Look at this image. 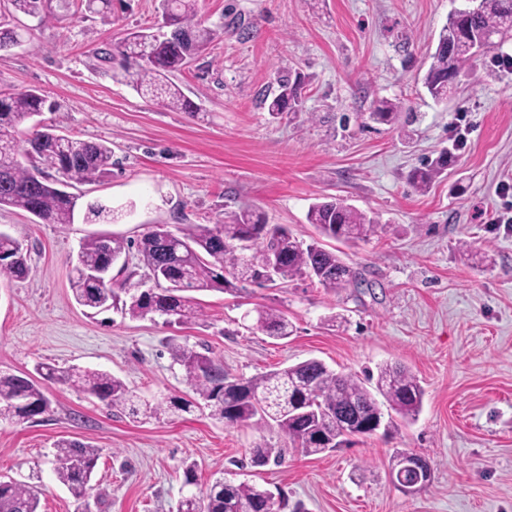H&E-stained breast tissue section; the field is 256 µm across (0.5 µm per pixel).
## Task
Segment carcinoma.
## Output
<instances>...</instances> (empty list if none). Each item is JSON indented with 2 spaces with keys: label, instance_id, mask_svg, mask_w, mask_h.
Returning <instances> with one entry per match:
<instances>
[{
  "label": "carcinoma",
  "instance_id": "1",
  "mask_svg": "<svg viewBox=\"0 0 512 512\" xmlns=\"http://www.w3.org/2000/svg\"><path fill=\"white\" fill-rule=\"evenodd\" d=\"M16 12L36 15L44 0H9ZM76 7L83 14L104 15L112 10V0H63L66 10ZM161 10L169 14L171 30L155 33L139 29L112 44L109 59L118 63L112 78L129 85L162 105L182 112L198 107L172 82L169 74L187 67L192 56L208 45L218 31L204 27L197 19L198 0H161ZM512 33V0H480L472 11L455 10L441 28L424 86L437 101L452 93L453 80L475 61L460 45L462 40L484 37L506 38ZM279 91L268 103V112L279 115L299 106L303 87L300 77L282 75ZM53 110L38 93L13 92L0 96V208L25 210L45 224H71L78 197L63 189L72 181L89 183L100 179L112 166V148L63 136L53 129L30 132L21 141L15 130L29 117ZM379 124L392 125L398 105L381 100L370 112ZM26 155L55 169L49 178L18 160ZM450 155L442 152L429 164L409 172L408 182L418 191H427L448 167ZM323 237L343 241H366L378 232L379 224L366 212L333 198L314 204L307 215ZM131 242L103 234L83 239L72 268L71 290L75 301L99 312L117 306L132 318H161L166 325L192 324L203 314L184 292L217 290L228 292L240 283L264 284L267 269L275 264L277 280L287 282L305 276L327 291L358 286L355 271L333 251L317 241L308 245L286 228L270 225L250 209L234 214L223 224H185L174 234L163 224L153 225L137 242L138 252L153 275L157 287L130 292L120 301L114 288L102 285L94 274L117 262ZM28 273L27 250L22 241L0 232V277L20 280ZM254 329L274 339L293 332V324L283 311L270 307L256 309ZM171 358L188 373L190 392L171 395L154 402L138 396L118 377L102 370H63L39 363L36 375L0 372V420L33 421L51 412V403L41 381L75 387L108 408H120L133 417L159 419L169 413L188 412L200 404L210 415L228 426L248 423H275L307 455L341 448L355 437L374 434L384 414L378 398L402 419L413 421L420 413L424 389L414 375L400 366L379 367L377 376L360 378L342 374L323 361L310 358L283 369L248 379L230 378L224 367L211 358L167 340ZM282 450L254 448L250 464L265 466L281 460ZM100 449L76 440L59 441L50 460L56 480L80 502L89 498L102 502L108 493L94 485L92 478ZM272 493L254 484L214 481L207 489L190 491L182 497L178 512H274L267 504ZM39 491L25 483L0 479V512H37Z\"/></svg>",
  "mask_w": 512,
  "mask_h": 512
}]
</instances>
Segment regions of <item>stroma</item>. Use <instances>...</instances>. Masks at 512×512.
Listing matches in <instances>:
<instances>
[{"label":"stroma","instance_id":"stroma-1","mask_svg":"<svg viewBox=\"0 0 512 512\" xmlns=\"http://www.w3.org/2000/svg\"><path fill=\"white\" fill-rule=\"evenodd\" d=\"M45 2L50 15L39 20L0 0V23L27 28L23 45L0 50V92L36 91L57 106L43 124L110 143L109 173L69 191L116 218L43 224L0 209V230L23 240L30 267L25 280L0 279V371L97 368L147 399L181 394L189 380L166 347L174 336L231 377L309 358L357 375L398 364L425 395L415 421L305 456L272 423L229 427L198 408L135 419L51 384L49 414L0 421V478L38 486V512H75L49 464L65 438L100 448L103 512H177L188 464L202 489L221 478L271 490L277 512H512V211L502 194L512 184V71L496 65L512 39L468 65L438 103L423 86L429 50L465 0H199L202 21L222 33L175 77L198 107L188 113L114 81L99 58L127 32L157 27L159 0H112L105 18ZM284 69L305 80L303 109L273 116L264 98ZM380 99L398 103L397 124L370 120ZM444 149L454 156L447 175L418 192L409 171ZM329 197L380 224L369 240L338 246L360 287L333 293L299 277L196 291L203 318L184 326L95 314L73 298L87 234L135 242L154 224H213L248 207L309 243L317 232L307 212ZM260 306L287 313L292 336L253 329L244 314ZM333 314L341 320L331 327ZM254 448L287 454L254 467ZM400 450L431 465L412 495L389 479Z\"/></svg>","mask_w":512,"mask_h":512}]
</instances>
